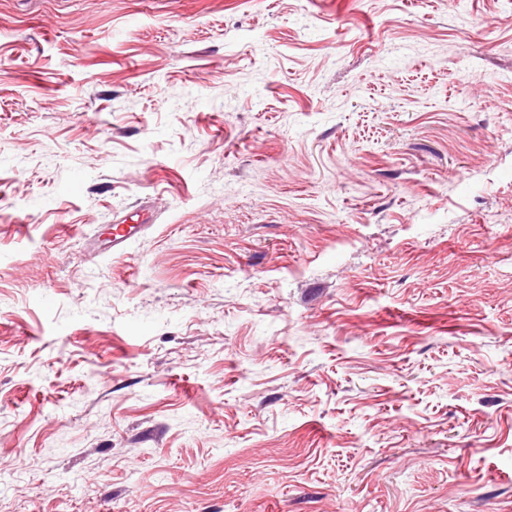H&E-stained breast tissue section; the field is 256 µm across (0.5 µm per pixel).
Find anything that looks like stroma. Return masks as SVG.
I'll list each match as a JSON object with an SVG mask.
<instances>
[{"mask_svg": "<svg viewBox=\"0 0 512 512\" xmlns=\"http://www.w3.org/2000/svg\"><path fill=\"white\" fill-rule=\"evenodd\" d=\"M0 512H512V0H0ZM127 218L113 226L110 248L112 252H123L127 245L134 239L141 230L142 224H125Z\"/></svg>", "mask_w": 512, "mask_h": 512, "instance_id": "obj_1", "label": "stroma"}]
</instances>
